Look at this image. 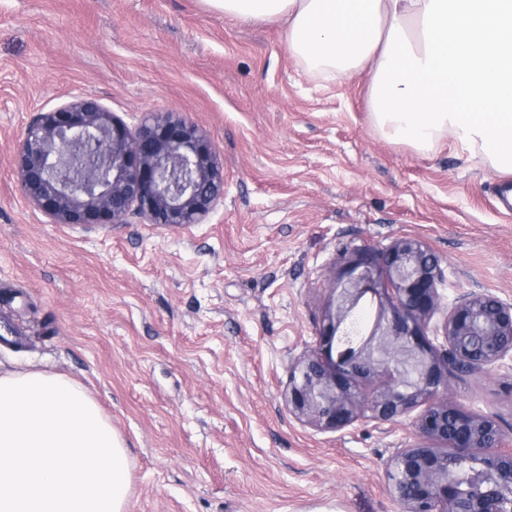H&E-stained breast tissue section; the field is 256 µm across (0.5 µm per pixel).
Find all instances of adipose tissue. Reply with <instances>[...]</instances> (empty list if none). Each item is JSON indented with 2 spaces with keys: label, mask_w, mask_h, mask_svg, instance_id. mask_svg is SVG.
I'll use <instances>...</instances> for the list:
<instances>
[{
  "label": "adipose tissue",
  "mask_w": 512,
  "mask_h": 512,
  "mask_svg": "<svg viewBox=\"0 0 512 512\" xmlns=\"http://www.w3.org/2000/svg\"><path fill=\"white\" fill-rule=\"evenodd\" d=\"M248 24L281 22L310 72L344 81L372 64L388 139L452 136L512 171V0H206Z\"/></svg>",
  "instance_id": "adipose-tissue-1"
}]
</instances>
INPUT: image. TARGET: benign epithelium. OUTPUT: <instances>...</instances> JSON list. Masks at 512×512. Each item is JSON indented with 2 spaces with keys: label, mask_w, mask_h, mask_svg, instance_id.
Returning <instances> with one entry per match:
<instances>
[{
  "label": "benign epithelium",
  "mask_w": 512,
  "mask_h": 512,
  "mask_svg": "<svg viewBox=\"0 0 512 512\" xmlns=\"http://www.w3.org/2000/svg\"><path fill=\"white\" fill-rule=\"evenodd\" d=\"M25 202L50 224L203 223L224 196L223 167L206 135L175 112L131 128L83 92L36 113L12 159ZM342 287L337 322L291 367L288 412L340 431L365 413L380 423L415 408L419 441L391 456L400 512H512V446L496 417L452 405L448 372H483L512 361V300L467 291L448 309L438 347L428 320L443 307V271L418 238L364 259ZM391 316L367 329L366 293ZM340 344L334 350V343Z\"/></svg>",
  "instance_id": "7a95c632"
}]
</instances>
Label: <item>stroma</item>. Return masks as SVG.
<instances>
[{"label":"stroma","mask_w":512,"mask_h":512,"mask_svg":"<svg viewBox=\"0 0 512 512\" xmlns=\"http://www.w3.org/2000/svg\"><path fill=\"white\" fill-rule=\"evenodd\" d=\"M74 89L128 126L177 112L207 135L224 199L204 223L65 227L26 205L13 153ZM504 177L449 137L389 142L369 73L309 74L281 24L204 0H0V326L27 343L0 347V375L87 391L128 451L125 512H400L386 464L414 415L320 431L289 414L288 374L364 249L419 238L442 260L445 305L512 300ZM448 384L512 444V369Z\"/></svg>","instance_id":"1"}]
</instances>
